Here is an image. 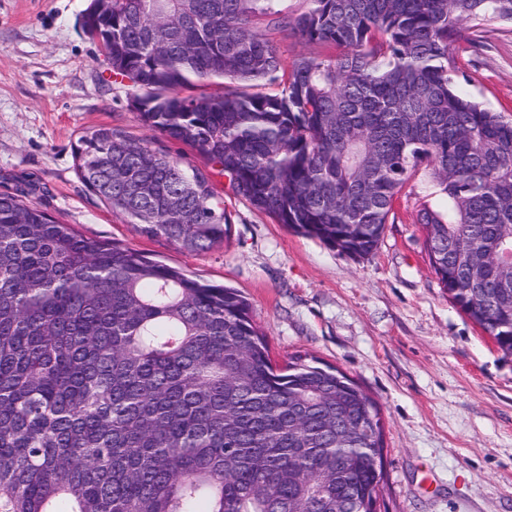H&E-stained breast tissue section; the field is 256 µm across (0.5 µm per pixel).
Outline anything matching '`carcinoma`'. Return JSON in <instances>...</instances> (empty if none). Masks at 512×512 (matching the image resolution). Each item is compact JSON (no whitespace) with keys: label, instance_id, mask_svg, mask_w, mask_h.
Segmentation results:
<instances>
[{"label":"carcinoma","instance_id":"obj_1","mask_svg":"<svg viewBox=\"0 0 512 512\" xmlns=\"http://www.w3.org/2000/svg\"><path fill=\"white\" fill-rule=\"evenodd\" d=\"M112 0L86 12L130 106L197 150L101 126L79 174L141 234L224 242L214 178L303 235L364 258L418 173L417 215L452 302L512 356V119L457 90L461 25L512 0ZM292 32L327 49L285 60ZM221 95L181 94L190 78ZM0 193V512H380L384 422L341 370L273 362L247 299Z\"/></svg>","mask_w":512,"mask_h":512}]
</instances>
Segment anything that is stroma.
Returning a JSON list of instances; mask_svg holds the SVG:
<instances>
[{"instance_id": "stroma-1", "label": "stroma", "mask_w": 512, "mask_h": 512, "mask_svg": "<svg viewBox=\"0 0 512 512\" xmlns=\"http://www.w3.org/2000/svg\"><path fill=\"white\" fill-rule=\"evenodd\" d=\"M91 0H0V192L35 201L85 236L118 242L200 281L238 289L279 365L309 354L352 378L384 420L386 512H512V356L449 299L417 222L437 196L410 183L377 249L355 258L227 194L230 236L200 253L150 238L113 214L78 176L76 146L99 126L185 144L144 127L129 90L80 22ZM457 86L512 118V23L464 27Z\"/></svg>"}]
</instances>
